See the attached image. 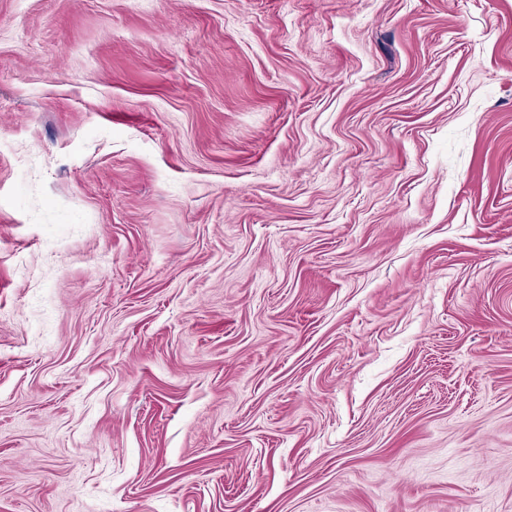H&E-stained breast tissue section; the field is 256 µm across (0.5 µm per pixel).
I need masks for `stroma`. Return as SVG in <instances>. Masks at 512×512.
<instances>
[{"label": "stroma", "mask_w": 512, "mask_h": 512, "mask_svg": "<svg viewBox=\"0 0 512 512\" xmlns=\"http://www.w3.org/2000/svg\"><path fill=\"white\" fill-rule=\"evenodd\" d=\"M0 512H512V0H0Z\"/></svg>", "instance_id": "stroma-1"}]
</instances>
